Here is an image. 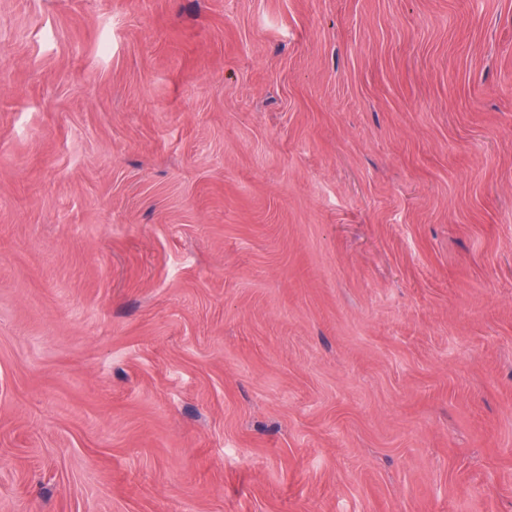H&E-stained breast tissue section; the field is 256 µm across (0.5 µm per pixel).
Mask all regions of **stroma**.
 I'll list each match as a JSON object with an SVG mask.
<instances>
[{
    "mask_svg": "<svg viewBox=\"0 0 512 512\" xmlns=\"http://www.w3.org/2000/svg\"><path fill=\"white\" fill-rule=\"evenodd\" d=\"M0 512H512V0H0Z\"/></svg>",
    "mask_w": 512,
    "mask_h": 512,
    "instance_id": "obj_1",
    "label": "stroma"
}]
</instances>
